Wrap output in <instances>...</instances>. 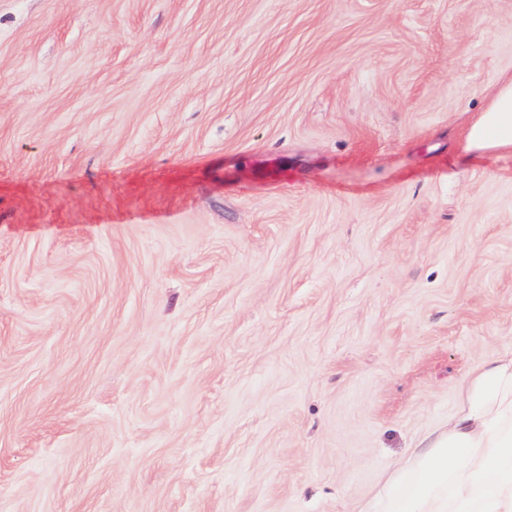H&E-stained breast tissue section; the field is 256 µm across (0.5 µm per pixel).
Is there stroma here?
I'll return each mask as SVG.
<instances>
[{"label": "stroma", "mask_w": 512, "mask_h": 512, "mask_svg": "<svg viewBox=\"0 0 512 512\" xmlns=\"http://www.w3.org/2000/svg\"><path fill=\"white\" fill-rule=\"evenodd\" d=\"M512 0H0V512H358L512 353ZM467 149H512V79L500 85L472 121Z\"/></svg>", "instance_id": "1"}]
</instances>
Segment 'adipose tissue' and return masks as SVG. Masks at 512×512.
<instances>
[{
	"label": "adipose tissue",
	"mask_w": 512,
	"mask_h": 512,
	"mask_svg": "<svg viewBox=\"0 0 512 512\" xmlns=\"http://www.w3.org/2000/svg\"><path fill=\"white\" fill-rule=\"evenodd\" d=\"M468 148L512 149V80L472 121ZM407 493H400L402 484ZM359 512H512V355L487 366L467 402L414 447Z\"/></svg>",
	"instance_id": "adipose-tissue-1"
}]
</instances>
